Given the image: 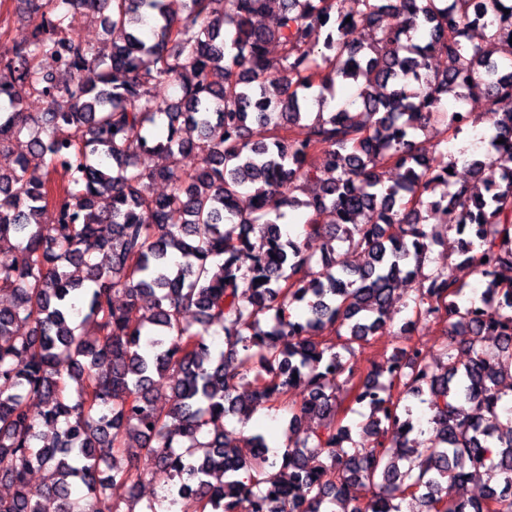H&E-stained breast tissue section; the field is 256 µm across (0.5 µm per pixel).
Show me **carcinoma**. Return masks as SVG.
<instances>
[{
  "label": "carcinoma",
  "mask_w": 512,
  "mask_h": 512,
  "mask_svg": "<svg viewBox=\"0 0 512 512\" xmlns=\"http://www.w3.org/2000/svg\"><path fill=\"white\" fill-rule=\"evenodd\" d=\"M17 2L34 29L0 38V152L28 135L0 168V512L48 500L54 512H133L142 473L128 448L173 473L180 512H402L409 498L420 512H512V282L497 276L512 268V110L499 111L512 62L488 69L512 53L508 0H352L348 13L336 0ZM79 8L100 14L108 42L71 32ZM272 11L273 25L254 23ZM389 11L394 27L381 23ZM167 84L179 88L170 101L157 94ZM448 94L477 95L484 111L461 126V110L441 111ZM32 95L49 105L35 127ZM486 115L480 158L448 162L445 140L417 142L432 120L459 134ZM192 154L199 163L183 166ZM459 163L471 180L447 172ZM158 182L169 192L154 194ZM245 187L248 210L236 206ZM287 208L308 214L301 239L282 234ZM450 212L468 230L462 264L486 282L476 307L444 272L424 273ZM312 238L326 240L319 259ZM403 275L418 282L416 321L444 324L447 361L404 345L362 378L346 356L384 328ZM220 331L218 350L207 337ZM411 397L432 413L425 430ZM346 401L369 410L358 441ZM261 406L288 410L282 457L260 434L249 457L224 439V417ZM483 473L499 480L479 500L456 494Z\"/></svg>",
  "instance_id": "1"
}]
</instances>
